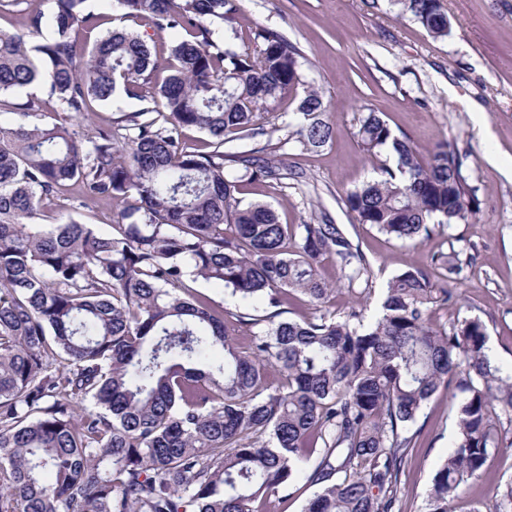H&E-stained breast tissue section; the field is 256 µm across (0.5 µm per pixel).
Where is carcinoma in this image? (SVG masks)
<instances>
[{
  "label": "carcinoma",
  "instance_id": "obj_1",
  "mask_svg": "<svg viewBox=\"0 0 512 512\" xmlns=\"http://www.w3.org/2000/svg\"><path fill=\"white\" fill-rule=\"evenodd\" d=\"M85 2L52 0L47 15L0 0L30 31H54L30 45L0 30V109L14 115L0 123V512H260L257 501L301 478L318 486L303 512H401L412 427L440 391L458 399V432L425 512H451L502 447L496 409L512 413V368L492 361L486 324L432 321L434 307L456 304L475 255L439 257L442 285L419 268L395 275L367 325L359 301L338 318H280L294 294L318 306L335 292L326 259L348 291L371 284L341 225L284 224L237 197L280 179L266 147L229 146L268 134L256 119L269 108L296 103L288 139L304 150L333 138L299 51L265 27L248 36L256 54L241 49L236 0H113L191 39H173L164 58L108 30L87 49L81 35L100 17ZM396 2L433 36L450 34L441 0ZM34 83L48 100L4 99ZM119 90L160 97L166 111L83 132L93 103ZM188 128L203 145L184 139ZM355 136L367 154L395 157L347 193L359 223L417 243L468 220L466 153L443 143L424 161L372 109ZM73 191L125 203L111 233L73 217L43 223ZM199 278L271 312L226 315L197 296ZM318 441L309 472L300 449Z\"/></svg>",
  "mask_w": 512,
  "mask_h": 512
}]
</instances>
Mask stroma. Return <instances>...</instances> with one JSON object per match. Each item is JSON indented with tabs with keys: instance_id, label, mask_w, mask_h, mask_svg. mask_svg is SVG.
Returning a JSON list of instances; mask_svg holds the SVG:
<instances>
[{
	"instance_id": "35a3bbf8",
	"label": "stroma",
	"mask_w": 512,
	"mask_h": 512,
	"mask_svg": "<svg viewBox=\"0 0 512 512\" xmlns=\"http://www.w3.org/2000/svg\"><path fill=\"white\" fill-rule=\"evenodd\" d=\"M451 33L429 34L398 8L369 0H238L242 32L264 26L296 46L304 74L317 89L334 126L323 148L304 151L288 139L290 102H281L265 119L275 124L272 144L280 148L284 178L247 186L244 202L271 205L285 224H300L327 213L365 253L373 273L372 293L410 269L428 270L441 280L445 269L433 258L451 249L470 250L476 262L456 286L457 302L437 311L436 321L480 317L489 333L491 356L512 367V0H443ZM103 15L104 29L138 32L153 51L168 52L169 36L134 17L113 12L110 0H87ZM481 111H473V103ZM381 112L398 134L420 151L445 141L466 151L465 173L478 186V210L418 245L400 243L358 223L345 195L379 174L380 158L366 156L354 135L356 118ZM116 203L78 206L57 200L55 215L97 224L108 231ZM421 433L403 479L402 512H420L436 464L453 449L456 402L437 393L420 413ZM506 447L492 454L481 475L469 480L452 512H493L512 484V423H503Z\"/></svg>"
}]
</instances>
